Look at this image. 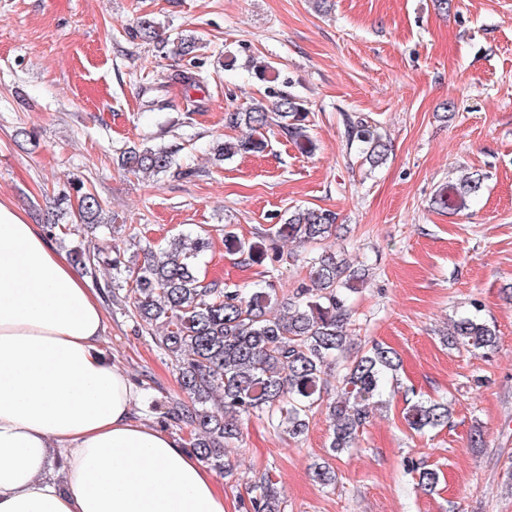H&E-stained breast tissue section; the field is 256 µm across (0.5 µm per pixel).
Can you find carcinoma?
Wrapping results in <instances>:
<instances>
[{"instance_id":"obj_1","label":"carcinoma","mask_w":512,"mask_h":512,"mask_svg":"<svg viewBox=\"0 0 512 512\" xmlns=\"http://www.w3.org/2000/svg\"><path fill=\"white\" fill-rule=\"evenodd\" d=\"M140 37L154 42L160 24L150 18L138 21ZM309 110L291 93L278 96L273 109L262 102L243 112L230 114L234 127L248 135L229 138L214 148L217 160L238 154L261 152L266 146L263 130L276 125L287 132L304 152L313 149L306 135ZM348 137L358 142L366 162L377 167L389 148L377 128L360 119L347 123ZM177 150L142 143L120 151V167L135 175L157 176L171 169ZM485 176L467 174L437 192L433 203L454 211L467 198L479 194ZM58 207L75 211L81 223L95 226L102 221V203L97 195L75 183L59 191ZM108 242L91 252L76 254L84 269L99 265L112 269L107 290L127 285L125 307L140 328H156L152 340L175 361L180 395L169 398L165 414L188 431L186 445L194 455L234 476L225 450L241 435L242 420L256 413L267 416L271 426L295 437L308 428L315 409L326 406L330 427L329 455L335 457L352 447L360 429L369 422L388 380L400 369L395 350L376 343L345 367L341 394L328 401V370L345 350L351 322L349 294L356 291L359 276L346 258L322 251L310 258L311 286L297 289L293 300L272 314L274 285L264 281L254 288H220L201 279L199 255L208 248L200 235L180 234L164 248L147 249L143 261L125 263L124 244L138 236L137 228L105 225ZM336 231V213L327 209L297 208L288 213L276 234L302 245H320ZM448 346H466L491 351L497 347L495 326L477 315L453 321L445 338ZM448 403L421 398L410 402L405 420L415 431L435 429L448 423ZM417 484L433 489L438 473L412 465ZM314 479L322 485L335 481L333 467L315 464ZM249 512H284L281 488L269 474L254 483Z\"/></svg>"}]
</instances>
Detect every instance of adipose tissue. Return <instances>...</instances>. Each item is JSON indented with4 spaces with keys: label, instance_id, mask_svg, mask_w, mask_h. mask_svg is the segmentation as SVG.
<instances>
[{
    "label": "adipose tissue",
    "instance_id": "ef3b65f1",
    "mask_svg": "<svg viewBox=\"0 0 512 512\" xmlns=\"http://www.w3.org/2000/svg\"><path fill=\"white\" fill-rule=\"evenodd\" d=\"M105 312L0 200V512H225L210 472L138 411Z\"/></svg>",
    "mask_w": 512,
    "mask_h": 512
}]
</instances>
